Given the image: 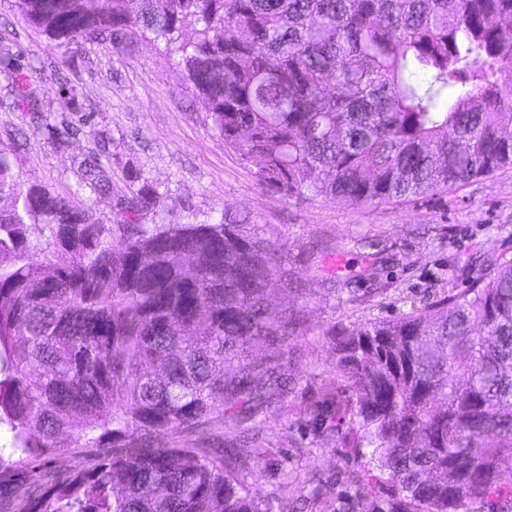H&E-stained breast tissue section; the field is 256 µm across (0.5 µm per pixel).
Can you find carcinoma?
<instances>
[{
    "mask_svg": "<svg viewBox=\"0 0 512 512\" xmlns=\"http://www.w3.org/2000/svg\"><path fill=\"white\" fill-rule=\"evenodd\" d=\"M60 44L161 43L213 127L283 196L347 205L448 194L512 167V0H16ZM29 106L32 76L0 57ZM97 194L109 176L80 162ZM149 185L105 224L23 184L0 153V425L48 457L65 433L92 452L15 477L0 459V512H273L242 479L220 412L254 422L286 393L242 354L303 330L267 292L302 278L273 243L224 214L141 224ZM49 230L46 245L30 225ZM348 395L313 424L363 459L352 512H512V258L462 293L336 337ZM389 496H384V491Z\"/></svg>",
    "mask_w": 512,
    "mask_h": 512,
    "instance_id": "1",
    "label": "carcinoma"
}]
</instances>
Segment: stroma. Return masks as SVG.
Segmentation results:
<instances>
[{"instance_id":"1","label":"stroma","mask_w":512,"mask_h":512,"mask_svg":"<svg viewBox=\"0 0 512 512\" xmlns=\"http://www.w3.org/2000/svg\"><path fill=\"white\" fill-rule=\"evenodd\" d=\"M38 75L40 114L18 103L0 78V149L26 184H40L91 207L111 223L132 180L148 182L161 203L146 224H210L221 213L247 218L301 276L307 330L288 339L283 366L291 389L262 415L259 464L243 473L264 501L303 499V512H347L340 475L354 458L310 430L317 400L336 384L333 333L390 321L467 288L482 261L512 255V169L474 180L439 199L348 206L285 197L263 189L257 167L242 161L213 128L163 45L132 53L108 41L56 44L31 25L14 0H0V53ZM77 133L56 141L60 122ZM98 157L109 195L81 189L79 162ZM335 249L322 270L308 248ZM333 484L318 489L316 478Z\"/></svg>"}]
</instances>
